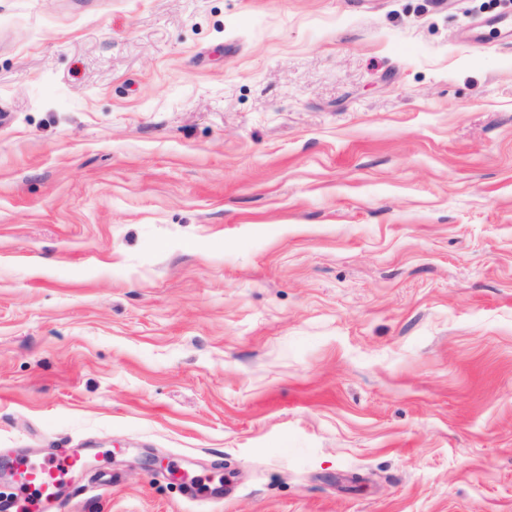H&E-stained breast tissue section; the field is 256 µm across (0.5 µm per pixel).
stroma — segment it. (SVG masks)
Instances as JSON below:
<instances>
[{
  "label": "stroma",
  "instance_id": "1",
  "mask_svg": "<svg viewBox=\"0 0 512 512\" xmlns=\"http://www.w3.org/2000/svg\"><path fill=\"white\" fill-rule=\"evenodd\" d=\"M512 0H0V451L63 512H512ZM81 453L63 456H22L12 460L9 468L17 494L0 497V512H57L61 509V489L67 477L85 469Z\"/></svg>",
  "mask_w": 512,
  "mask_h": 512
}]
</instances>
